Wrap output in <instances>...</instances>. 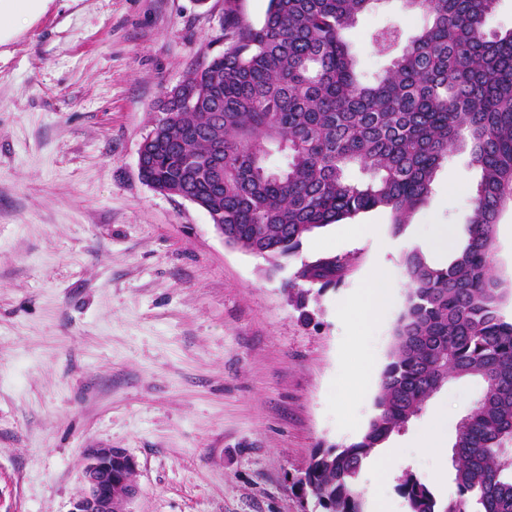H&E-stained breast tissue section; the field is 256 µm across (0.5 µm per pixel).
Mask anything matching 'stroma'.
<instances>
[{
	"mask_svg": "<svg viewBox=\"0 0 512 512\" xmlns=\"http://www.w3.org/2000/svg\"><path fill=\"white\" fill-rule=\"evenodd\" d=\"M267 8L37 0L0 11V512H68L98 446L135 459L131 512H312L294 485L312 453L365 432L408 292L403 254L424 225L466 224L477 174L453 154L388 253L358 232L390 236V212L374 210L305 236L276 270L225 245L204 209L144 184L138 149L158 102L224 51L226 20L256 25ZM424 22L399 0L361 16L347 39L362 79L392 59L375 33L406 39ZM322 256L346 270L311 292L304 320L288 284ZM378 267L390 306L355 328L342 307ZM484 392L476 378L450 382L388 442L418 477L442 469V500L457 495L453 464L420 454L415 437L440 409L454 437ZM374 464L358 493L408 512Z\"/></svg>",
	"mask_w": 512,
	"mask_h": 512,
	"instance_id": "35a3bbf8",
	"label": "stroma"
}]
</instances>
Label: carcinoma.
Here are the masks:
<instances>
[{
  "mask_svg": "<svg viewBox=\"0 0 512 512\" xmlns=\"http://www.w3.org/2000/svg\"><path fill=\"white\" fill-rule=\"evenodd\" d=\"M379 2L269 0L262 24L232 22L224 53L186 76L190 102L158 108L171 118L140 178L224 213V242L278 267L304 236L372 210L389 211L391 234L405 236L443 162L468 152L478 178L457 248L443 265L404 254L409 288L375 415L357 441L319 447L295 484L322 512H366L364 461L448 381L475 377L486 390L456 428L457 497L440 502L409 471L397 488L408 512H512V320L502 313L512 288L492 259L512 200V30L487 31L496 0H400L426 22L365 83L346 32ZM215 153L219 180L207 172ZM275 154L283 166H270ZM345 268L318 257L295 279L323 290Z\"/></svg>",
  "mask_w": 512,
  "mask_h": 512,
  "instance_id": "cac0c4a2",
  "label": "carcinoma"
}]
</instances>
